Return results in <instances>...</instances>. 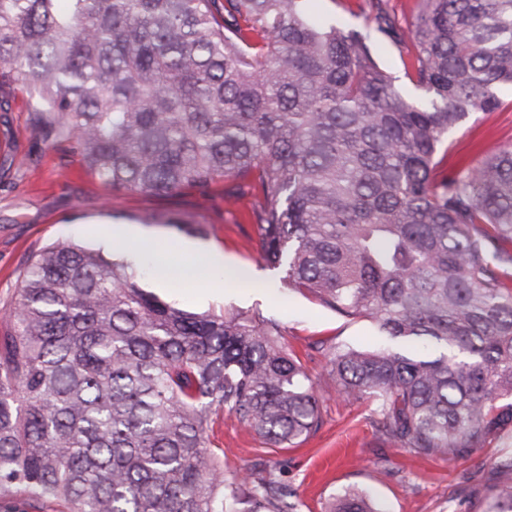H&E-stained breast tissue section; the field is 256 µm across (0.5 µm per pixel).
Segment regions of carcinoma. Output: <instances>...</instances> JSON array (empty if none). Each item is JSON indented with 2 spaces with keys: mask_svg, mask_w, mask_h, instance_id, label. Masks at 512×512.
Instances as JSON below:
<instances>
[{
  "mask_svg": "<svg viewBox=\"0 0 512 512\" xmlns=\"http://www.w3.org/2000/svg\"><path fill=\"white\" fill-rule=\"evenodd\" d=\"M404 96L370 33L315 0H0V72L56 114L112 193L224 183L282 281L389 344L320 343L336 394L386 440L464 459L512 423V147L448 170L440 148L512 84V0H422ZM187 233L175 217L145 220ZM138 249L45 247L0 335V512H299L272 472L224 477L214 411L291 446L323 425L280 324L194 313L138 284ZM326 512H384L348 491ZM489 512H512V461Z\"/></svg>",
  "mask_w": 512,
  "mask_h": 512,
  "instance_id": "carcinoma-1",
  "label": "carcinoma"
}]
</instances>
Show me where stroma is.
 <instances>
[{
  "mask_svg": "<svg viewBox=\"0 0 512 512\" xmlns=\"http://www.w3.org/2000/svg\"><path fill=\"white\" fill-rule=\"evenodd\" d=\"M500 106L471 114L448 139L445 166L474 164L512 145V85L496 90ZM29 97L11 78H0V309L13 300L30 258L54 241L100 246L103 225L165 214L202 225L198 238L235 264L261 273L264 287L161 288L153 277L142 288L160 300L193 312L245 310L272 315L284 343L303 357L321 395L322 428L289 448L266 445L234 415H214L213 447L223 449L226 471L278 467L295 490L300 512H324L352 489L368 491L386 512H487L497 467L512 459V426L490 436L464 459L417 457L383 436L369 402L326 397L333 379L318 342L364 346L377 343L376 327L323 308L310 296L284 288L282 270L260 262L249 225L233 220L224 187L183 188L173 194L124 193L111 189L87 168L69 142L46 136Z\"/></svg>",
  "mask_w": 512,
  "mask_h": 512,
  "instance_id": "obj_1",
  "label": "stroma"
}]
</instances>
